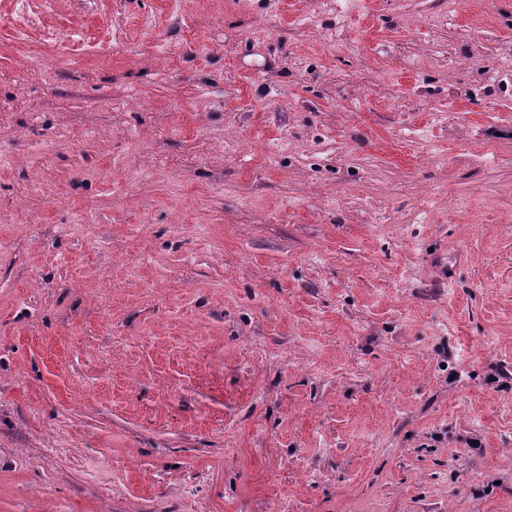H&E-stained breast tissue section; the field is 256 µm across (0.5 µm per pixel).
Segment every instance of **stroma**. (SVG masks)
<instances>
[{
    "label": "stroma",
    "mask_w": 512,
    "mask_h": 512,
    "mask_svg": "<svg viewBox=\"0 0 512 512\" xmlns=\"http://www.w3.org/2000/svg\"><path fill=\"white\" fill-rule=\"evenodd\" d=\"M509 56L512 0H0V512H512Z\"/></svg>",
    "instance_id": "obj_1"
}]
</instances>
